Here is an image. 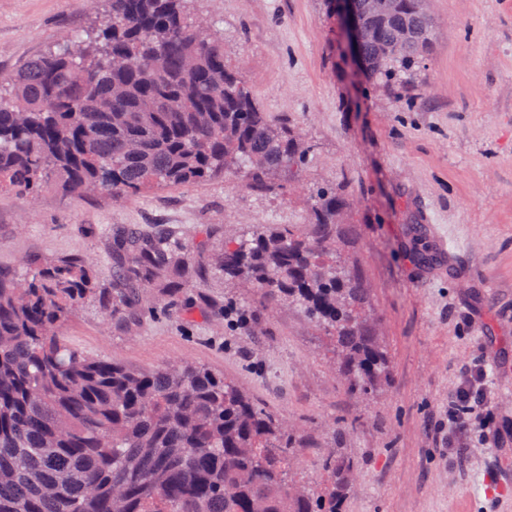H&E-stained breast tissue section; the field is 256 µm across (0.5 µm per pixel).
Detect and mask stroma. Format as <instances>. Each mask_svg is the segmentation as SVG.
Instances as JSON below:
<instances>
[{
	"label": "stroma",
	"instance_id": "stroma-1",
	"mask_svg": "<svg viewBox=\"0 0 512 512\" xmlns=\"http://www.w3.org/2000/svg\"><path fill=\"white\" fill-rule=\"evenodd\" d=\"M257 102L311 147L288 195L216 178L125 200L0 195V269L96 257L112 283L109 230L151 228L212 264L225 239L264 224L312 229L310 195L343 191L340 259L371 290L391 362L378 392H347L323 329L295 306L264 310L250 284L205 273L195 287L107 324L95 302L62 331L83 352L138 371L194 363L232 379L302 435L299 475L318 484L325 449L352 456L345 512H512V0H426L432 44L405 85L370 81L326 0H197ZM97 0H0V74L103 20ZM429 250L434 261L416 254ZM492 381L464 449L437 427L464 367ZM346 420L352 429L337 434Z\"/></svg>",
	"mask_w": 512,
	"mask_h": 512
}]
</instances>
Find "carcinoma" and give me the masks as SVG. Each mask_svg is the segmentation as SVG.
Instances as JSON below:
<instances>
[{
  "instance_id": "obj_1",
  "label": "carcinoma",
  "mask_w": 512,
  "mask_h": 512,
  "mask_svg": "<svg viewBox=\"0 0 512 512\" xmlns=\"http://www.w3.org/2000/svg\"><path fill=\"white\" fill-rule=\"evenodd\" d=\"M101 23L0 77V192L114 198L239 177L282 193L308 162L224 55L190 0H106ZM370 78L409 76L431 44L423 0H355ZM312 231L267 224L224 241L215 269L291 304L324 329L341 384L368 395L390 378L371 335L369 290L330 258L336 189L314 192ZM112 287L82 254L0 271V512H343L356 462L339 448L324 483L295 478L296 433L234 381L197 364L135 371L71 346L58 327L99 297L121 322L199 276L188 248L153 230L112 229Z\"/></svg>"
}]
</instances>
